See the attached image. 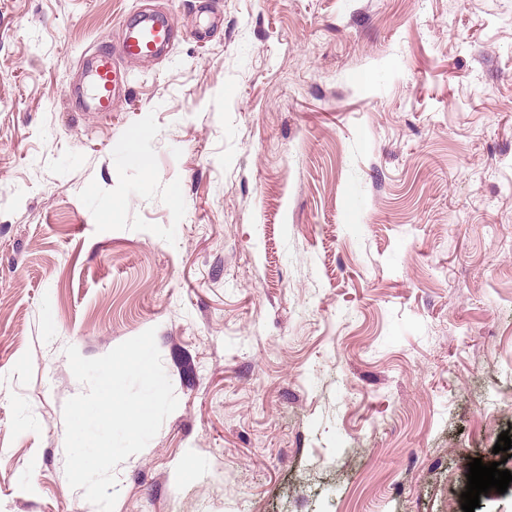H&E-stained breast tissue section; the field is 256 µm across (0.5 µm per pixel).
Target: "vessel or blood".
I'll return each mask as SVG.
<instances>
[{
	"mask_svg": "<svg viewBox=\"0 0 512 512\" xmlns=\"http://www.w3.org/2000/svg\"><path fill=\"white\" fill-rule=\"evenodd\" d=\"M175 31V23L170 15L139 13L127 23L117 44L101 45L86 56L82 67L87 77L89 111H110L122 80V63L156 57L170 44Z\"/></svg>",
	"mask_w": 512,
	"mask_h": 512,
	"instance_id": "1",
	"label": "vessel or blood"
}]
</instances>
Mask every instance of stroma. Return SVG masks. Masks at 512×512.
Returning a JSON list of instances; mask_svg holds the SVG:
<instances>
[{
	"instance_id": "stroma-1",
	"label": "stroma",
	"mask_w": 512,
	"mask_h": 512,
	"mask_svg": "<svg viewBox=\"0 0 512 512\" xmlns=\"http://www.w3.org/2000/svg\"><path fill=\"white\" fill-rule=\"evenodd\" d=\"M147 7L176 40L81 108ZM150 328L179 404L114 512H462L512 471V0H0V512H98L65 349Z\"/></svg>"
}]
</instances>
